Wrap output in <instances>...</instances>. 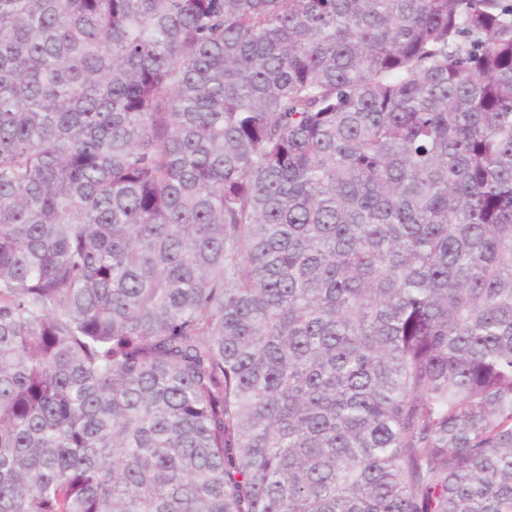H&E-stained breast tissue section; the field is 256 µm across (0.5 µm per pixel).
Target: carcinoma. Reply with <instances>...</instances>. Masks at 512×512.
<instances>
[{"label":"carcinoma","instance_id":"1","mask_svg":"<svg viewBox=\"0 0 512 512\" xmlns=\"http://www.w3.org/2000/svg\"><path fill=\"white\" fill-rule=\"evenodd\" d=\"M0 512H512V0H0Z\"/></svg>","mask_w":512,"mask_h":512}]
</instances>
